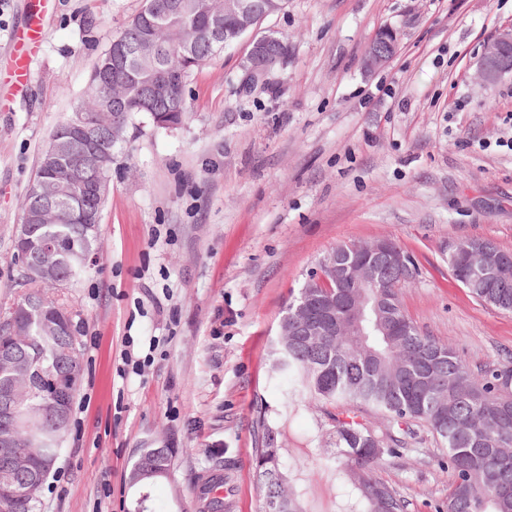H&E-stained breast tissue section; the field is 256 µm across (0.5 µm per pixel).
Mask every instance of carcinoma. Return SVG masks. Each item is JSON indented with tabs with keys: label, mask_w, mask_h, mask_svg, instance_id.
Masks as SVG:
<instances>
[{
	"label": "carcinoma",
	"mask_w": 512,
	"mask_h": 512,
	"mask_svg": "<svg viewBox=\"0 0 512 512\" xmlns=\"http://www.w3.org/2000/svg\"><path fill=\"white\" fill-rule=\"evenodd\" d=\"M171 0H145L158 13L155 22L159 51L142 61L131 59L130 75L147 81L157 69L176 73L163 92L174 109L169 127L182 125L188 116L186 87L192 72L211 60L223 48L206 38L207 18L211 11L224 12V0H184L181 26L168 28L170 18L165 7ZM135 15L115 39L134 45L140 32ZM195 43L193 56L185 55L183 39ZM101 90L90 80V94L73 111L96 115ZM131 116L118 121L119 127L99 145L103 158L101 176L112 182L114 149L124 140ZM58 125L40 155L35 175L23 206L42 198L43 184L61 180V167L49 169L46 160L52 147L59 144ZM83 195L79 187L63 189L54 202L51 224H32L35 238L61 244L50 258L53 273L39 284L28 277L23 281L32 291L12 308L0 325V345L16 346L26 352L33 367L45 375L55 374V364L66 353L81 362L77 337L64 306L46 295L43 288L68 283L86 268V256L93 253L98 231L76 219L74 203ZM475 242L462 241L448 255L452 275L477 300L499 311L512 313V280L471 272L459 263V256ZM415 283L411 279L396 288L389 287L378 275L364 288H350L339 279L311 274L298 295L288 302L279 329L293 327L298 308L305 302L324 303L336 299V315L344 308L366 305L364 335L348 336L345 321L322 336H278L271 345V379L288 385L285 400L299 396L322 409L329 432L335 438L333 462L347 478L354 499V512H405L406 501L383 482L377 471L389 459L398 457L407 447L405 439L376 430L366 418L367 412L381 415L387 426L407 423L427 425L440 440L446 468L453 480L448 496L438 512H512V368L498 365L472 374L452 348L423 333L407 316L400 300L401 288ZM45 398L38 393H19L16 427L32 459L59 457L66 425L39 421V409ZM281 431L273 429L264 438L263 447L253 449V470L263 489V499L288 493V512H307L303 493L287 490L289 476L280 448ZM214 481L199 488L210 498V512H224V501L213 495ZM39 500L19 496L0 501V512H38Z\"/></svg>",
	"instance_id": "1"
}]
</instances>
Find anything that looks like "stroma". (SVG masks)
<instances>
[{
    "label": "stroma",
    "instance_id": "stroma-1",
    "mask_svg": "<svg viewBox=\"0 0 512 512\" xmlns=\"http://www.w3.org/2000/svg\"><path fill=\"white\" fill-rule=\"evenodd\" d=\"M144 0H53L28 89L0 109V322L25 295L14 249L26 191L51 131L88 91L98 56ZM31 0L0 5V66ZM512 0H287L263 29L287 36L283 67L246 82L249 39L191 75L175 129L135 113L114 154L93 265L54 294L67 306L83 376L64 453L39 512H131L140 448H169L147 512H205L197 483L224 474V512H260L256 425L281 428L312 512H344V475L311 465L329 445L320 409L285 404L269 345L292 294L336 244L396 240L418 281L402 307L468 368L504 362L512 314L476 300L448 252L489 239L512 251V77L479 84L485 42ZM399 45L366 72L370 41ZM418 429L378 476L407 512H435L451 476Z\"/></svg>",
    "mask_w": 512,
    "mask_h": 512
}]
</instances>
